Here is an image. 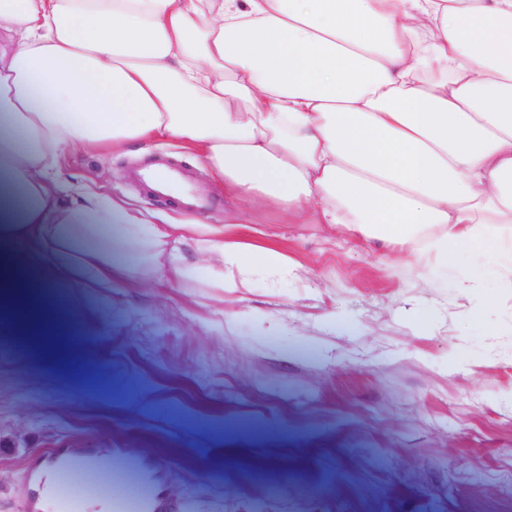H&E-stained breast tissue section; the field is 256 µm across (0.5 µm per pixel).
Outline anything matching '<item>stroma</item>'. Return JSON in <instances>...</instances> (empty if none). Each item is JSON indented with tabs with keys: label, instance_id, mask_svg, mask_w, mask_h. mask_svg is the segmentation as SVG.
<instances>
[{
	"label": "stroma",
	"instance_id": "obj_1",
	"mask_svg": "<svg viewBox=\"0 0 512 512\" xmlns=\"http://www.w3.org/2000/svg\"><path fill=\"white\" fill-rule=\"evenodd\" d=\"M158 156L208 199L200 221L230 220L223 186L174 139L76 151L65 178L185 216L134 176ZM255 218L236 235L288 253L287 278L59 280L71 357L0 340V512H33L32 477L55 448L168 458L156 481L177 512H512V277L460 259L428 284L329 225Z\"/></svg>",
	"mask_w": 512,
	"mask_h": 512
}]
</instances>
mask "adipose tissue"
<instances>
[{
	"instance_id": "ef3b65f1",
	"label": "adipose tissue",
	"mask_w": 512,
	"mask_h": 512,
	"mask_svg": "<svg viewBox=\"0 0 512 512\" xmlns=\"http://www.w3.org/2000/svg\"><path fill=\"white\" fill-rule=\"evenodd\" d=\"M158 138L294 223L512 266V0H0V223L28 243L0 255V334L71 324L55 277L197 279L187 242L215 288L293 267L220 224L63 200L75 149Z\"/></svg>"
}]
</instances>
